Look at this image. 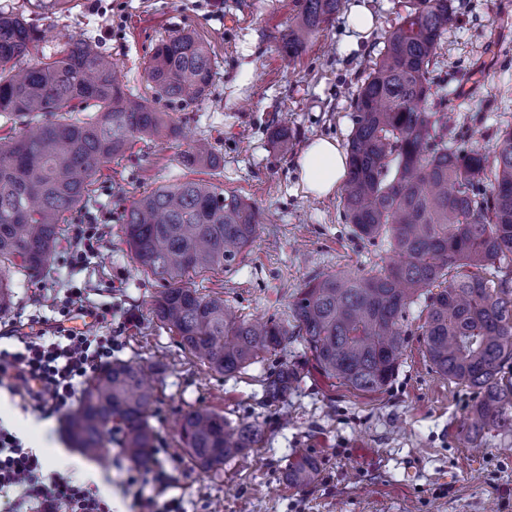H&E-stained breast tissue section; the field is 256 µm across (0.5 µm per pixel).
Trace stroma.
<instances>
[{
    "label": "stroma",
    "instance_id": "stroma-1",
    "mask_svg": "<svg viewBox=\"0 0 512 512\" xmlns=\"http://www.w3.org/2000/svg\"><path fill=\"white\" fill-rule=\"evenodd\" d=\"M374 17L359 34L348 18L354 6ZM458 21L440 50L435 82H446L470 142L491 150L493 132L512 124V0H454ZM410 0H346L329 30L295 58L279 38L296 16L297 0H0V9L24 12L51 35L95 42L117 61L134 92L151 96L142 63L163 38L197 31L215 63L210 99L179 109L160 103L183 127L185 140L137 143L98 175L86 211L99 239L75 279L67 271L80 225H71L61 258L38 276L16 275L14 305L0 317V333L24 336L81 327L88 336L112 335L113 358L140 364L155 387L150 423L157 437L156 466L172 475L168 497L181 512H512V450L500 438L469 448L461 424L474 393L435 374L423 339L412 336L398 376L386 389L364 393L318 372L302 346L269 356L233 378L210 372L154 317L162 284L143 274L125 243L118 213L146 190L185 179L221 184L260 209L264 222L238 265L195 276L203 293L223 297L251 316L287 317L297 290L314 275L369 269L389 258L386 242L358 239L340 216L339 196L306 195L295 161L308 144L329 138L346 144L353 99L384 46V34L406 14ZM286 129L293 148L278 154L272 132ZM206 137L218 167L187 168L180 157L190 140ZM85 290L83 318L65 309L67 288ZM302 365L306 377L286 401L265 403L261 380L282 362ZM206 406L229 420L263 426L264 438L246 458L203 474L180 446L178 420ZM63 415L42 416L0 388V422L52 467L98 488L112 512H142L133 469L119 450L108 462L90 459L66 441ZM319 463L316 477L289 487L285 473L295 454Z\"/></svg>",
    "mask_w": 512,
    "mask_h": 512
}]
</instances>
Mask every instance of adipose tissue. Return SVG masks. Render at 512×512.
<instances>
[{
    "label": "adipose tissue",
    "instance_id": "adipose-tissue-1",
    "mask_svg": "<svg viewBox=\"0 0 512 512\" xmlns=\"http://www.w3.org/2000/svg\"><path fill=\"white\" fill-rule=\"evenodd\" d=\"M346 161V154L336 141H312L296 160L307 194L319 198L334 194L345 178Z\"/></svg>",
    "mask_w": 512,
    "mask_h": 512
}]
</instances>
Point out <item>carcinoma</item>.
<instances>
[{"label":"carcinoma","instance_id":"1","mask_svg":"<svg viewBox=\"0 0 512 512\" xmlns=\"http://www.w3.org/2000/svg\"><path fill=\"white\" fill-rule=\"evenodd\" d=\"M343 5L300 0L282 50L298 55ZM456 22L453 0H413L385 32L353 102L343 218L357 238L387 240L399 261L315 275L295 296L290 319H261L185 280L238 263L261 224L254 204L213 182L185 180L147 191L121 212L133 258L166 283L157 320L209 370L232 377L298 341L325 377L377 392L391 383L417 333L435 373L476 392L462 425L466 443L478 448L492 432L512 439V126L496 130L490 157L469 145L464 127L451 125L448 96L432 90L431 68ZM42 38L23 15L0 10V117L24 120L19 134L0 137V315L13 307L16 270L37 274L58 259L69 221L85 209L102 167L138 141L179 137L155 102L195 105L211 95L215 77L189 29L159 41L144 63L152 102L81 37H68L52 61L27 66ZM182 163L216 166L214 145L196 140ZM301 379L294 364L271 369L262 380L267 401L287 398ZM156 399L140 365L107 362L90 374L67 435L88 457L105 458L115 446L132 466L147 468ZM263 435L260 424L207 407L180 419L181 447L205 474L245 455ZM317 471L315 459L299 454L288 464V485L301 487Z\"/></svg>","mask_w":512,"mask_h":512}]
</instances>
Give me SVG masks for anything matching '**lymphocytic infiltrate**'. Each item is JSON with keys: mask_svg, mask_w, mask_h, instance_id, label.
I'll return each mask as SVG.
<instances>
[{"mask_svg": "<svg viewBox=\"0 0 512 512\" xmlns=\"http://www.w3.org/2000/svg\"><path fill=\"white\" fill-rule=\"evenodd\" d=\"M108 336L58 331L18 337L0 349V386L25 393L39 412L69 408L87 375L112 357ZM0 499L8 512H111L96 489L50 469L0 425Z\"/></svg>", "mask_w": 512, "mask_h": 512, "instance_id": "f902f5d3", "label": "lymphocytic infiltrate"}]
</instances>
